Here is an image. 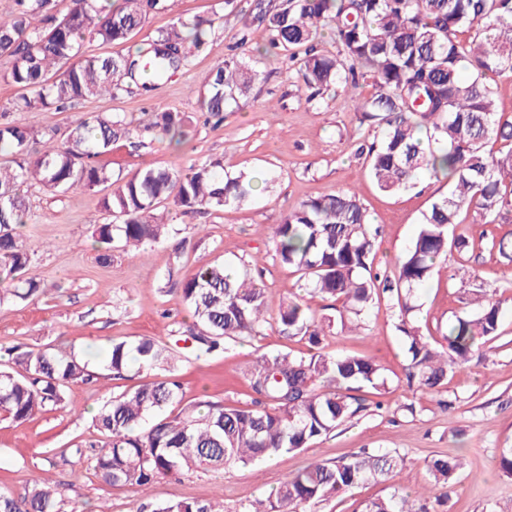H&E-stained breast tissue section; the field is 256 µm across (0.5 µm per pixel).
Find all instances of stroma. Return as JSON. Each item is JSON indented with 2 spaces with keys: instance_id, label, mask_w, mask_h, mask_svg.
<instances>
[{
  "instance_id": "obj_1",
  "label": "stroma",
  "mask_w": 512,
  "mask_h": 512,
  "mask_svg": "<svg viewBox=\"0 0 512 512\" xmlns=\"http://www.w3.org/2000/svg\"><path fill=\"white\" fill-rule=\"evenodd\" d=\"M255 0H238L236 12L224 0H175L171 11L150 14L135 42L178 18H215V31L205 48L187 66L146 95L129 94L107 101L91 98L66 112H15L11 118L38 135L65 131L88 114L123 112L133 118L156 112H181L191 122L189 145L174 149L156 132L134 131L113 143L102 163L131 173L138 168L174 164L181 169L210 159L232 172L266 173L273 180L259 185L246 205L209 214L172 211L174 228L162 243L140 253L113 244L103 264L92 248V233L107 217L103 195L76 190L50 195L39 186L28 189L29 218L22 233L33 255L31 271L45 291L31 301L0 304V348L22 346L51 352H72L99 369L97 381L75 383L62 405L50 407L22 423L0 420V492L23 496L33 479L49 475L60 485L63 512H136L144 502L159 505L173 499L221 497L224 512H242L263 499L286 475L311 460L333 462L362 448L398 451L405 463L389 475L352 488L340 497L311 505L310 512H363L366 504L394 492H412L429 485L433 457L462 455L465 467L443 502L428 500L430 512H512V475L496 464L502 449L512 448V266L501 263L491 237L512 239V214L496 224L485 223L472 210L462 211L453 228L466 239L469 256L485 270L483 286L505 300L500 334L493 342L487 367L467 364L448 375L441 393L409 386L407 357L397 331L398 312L388 300L376 301L366 325L333 333L329 350L375 357L387 379L382 394L364 387V408L332 433L300 451L263 459L226 471H196L159 478L147 494L130 486H110L75 450L97 438L93 418L113 396L152 381L154 373L130 363L119 376L103 370L108 345L115 340L152 338L174 344L187 336L193 317L182 297V284L203 263H246L264 288L270 309L299 295L298 274L283 265L275 251L273 230L303 201L355 189L381 234L375 243V267L392 271L410 245L422 214L447 195L448 183L422 175L413 187L386 194L368 175L357 151L373 140L376 129L358 122L356 97H370V83L357 90L339 87L311 97L288 68L285 56H270L266 77L240 98L238 108L222 122L205 121L197 99L210 71L223 62L238 41L241 14ZM473 283L465 265L450 262L447 272L418 290V324L424 335L439 340L454 315L463 309ZM307 341L280 335L276 323L262 334L226 341L223 351L203 357L182 350L177 364L187 398L206 396L228 406H248L253 395L245 372L266 353L308 352ZM452 408H444L443 400Z\"/></svg>"
}]
</instances>
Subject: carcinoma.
I'll return each mask as SVG.
<instances>
[{"mask_svg": "<svg viewBox=\"0 0 512 512\" xmlns=\"http://www.w3.org/2000/svg\"><path fill=\"white\" fill-rule=\"evenodd\" d=\"M59 0H14L0 16V81L12 86L16 112H61L88 98H118L138 88L150 92L186 66L207 42L203 20H178L156 31L125 57L95 54L88 41L126 42L150 13L171 10V0H76L66 12ZM244 27L261 28L268 46L248 59L231 56L210 72L199 109L211 117L238 103L259 79L258 63L268 49L285 52L289 69L313 93L333 86L371 83L374 94L359 106V123L380 131L360 144L378 189L394 193L426 172L447 177L448 194L421 216L408 249L392 275L374 268L372 228L358 194L341 190L311 198L276 225L280 261L300 274L311 296L339 305L338 317L317 319L305 303L290 300L276 315L279 332L303 337L313 348L304 356L264 354L246 372L253 406H225L188 400L174 374L177 351L152 338L114 341L106 367L122 373L135 360L144 370L168 372L162 379L124 392L95 418L100 439L82 454L107 485L148 489L156 479L185 470H226L301 450L349 421L362 408L351 391L384 385L383 367L370 355L321 350L327 329H357L373 302L386 294L398 308V330L409 357V379L435 392L448 371L476 361V352L498 336L505 300L474 288L472 308L454 316L445 343L430 341L417 325L415 290L447 268L448 257L468 243L450 235L463 209L479 211L493 224L512 211V119L497 112L490 80L512 76V0H280L273 8L257 0ZM329 29L336 45L322 47ZM473 29L462 44L457 33ZM124 112L90 114L62 134L42 141L15 122L0 123V304L27 301L44 292L30 272L31 254L19 228L27 223V184L51 193L78 189L103 193L112 220L96 226L98 259L111 258L116 240L133 252L160 242L170 225L158 210L171 204L184 213L219 211L249 201L253 177L231 175L219 161L182 170L146 166L114 174L96 158L129 133ZM155 128L169 142L188 140L178 112L154 115ZM501 142L507 150H486ZM183 298L193 313L190 339L201 354L224 350L227 339L255 336L267 324L265 290L251 269L204 263L187 279ZM96 373L75 356L42 350L0 351V415L23 422L64 402V387L93 382ZM397 452L361 450L334 462L314 460L287 476L265 500L243 512H308L307 506L335 498L370 479L403 466ZM459 455L434 458L430 495L448 496L462 469ZM58 483L40 477L26 496L0 492V512H61ZM152 512H224V502L172 500ZM365 512H415L409 496L395 492L376 499Z\"/></svg>", "mask_w": 512, "mask_h": 512, "instance_id": "1", "label": "carcinoma"}]
</instances>
